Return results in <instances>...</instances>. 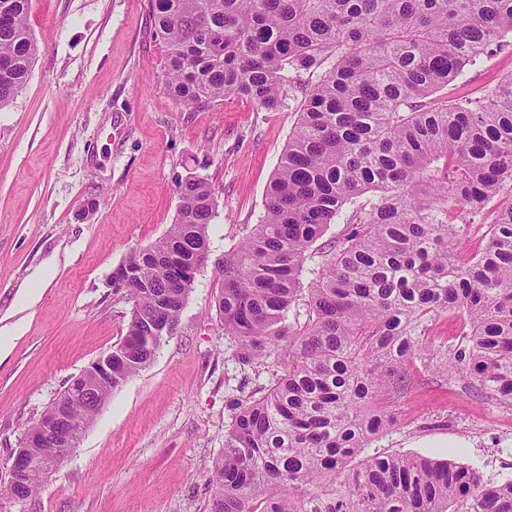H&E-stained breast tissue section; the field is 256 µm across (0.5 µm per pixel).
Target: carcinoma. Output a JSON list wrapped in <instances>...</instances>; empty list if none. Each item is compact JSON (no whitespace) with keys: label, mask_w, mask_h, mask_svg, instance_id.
I'll list each match as a JSON object with an SVG mask.
<instances>
[{"label":"carcinoma","mask_w":512,"mask_h":512,"mask_svg":"<svg viewBox=\"0 0 512 512\" xmlns=\"http://www.w3.org/2000/svg\"><path fill=\"white\" fill-rule=\"evenodd\" d=\"M32 0H0V110L39 52ZM165 42V90L204 106L228 95L300 115L251 233L224 254L219 317L242 365L273 360L238 405L214 461L211 512H512V478L491 484L448 459L355 461L411 386L420 331L441 313L471 324L446 368L512 406V202L480 250L458 256L465 214L512 199V73L480 97L439 93L512 47V0H151ZM174 224L112 271L132 301L112 381L88 401L58 395L86 431L154 361L210 255V184L179 185ZM333 224L345 229L321 242ZM319 255L318 268L307 267ZM37 493L66 459L42 441Z\"/></svg>","instance_id":"cac0c4a2"}]
</instances>
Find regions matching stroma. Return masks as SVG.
<instances>
[{
  "label": "stroma",
  "instance_id": "obj_1",
  "mask_svg": "<svg viewBox=\"0 0 512 512\" xmlns=\"http://www.w3.org/2000/svg\"><path fill=\"white\" fill-rule=\"evenodd\" d=\"M41 49L31 77L0 110V488L12 457L72 376L122 342L132 302L110 275L175 221L186 178L214 190V256L247 237L298 118L228 96L186 108L164 89L167 48L149 0H32ZM512 73V50L470 70L449 97L475 96ZM49 280H41L42 271ZM204 269L145 370L111 396L79 448L24 501L0 512H210L212 467L238 403L268 386L273 364L233 358ZM460 318L429 322L424 355L393 425L366 455L441 457L512 478V407L470 394V377L433 362L463 343Z\"/></svg>",
  "mask_w": 512,
  "mask_h": 512
}]
</instances>
